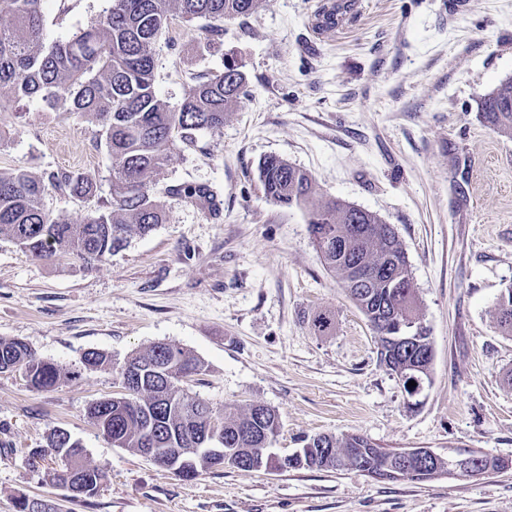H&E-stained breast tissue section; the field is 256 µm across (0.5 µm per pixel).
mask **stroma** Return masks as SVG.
<instances>
[{
    "label": "stroma",
    "mask_w": 512,
    "mask_h": 512,
    "mask_svg": "<svg viewBox=\"0 0 512 512\" xmlns=\"http://www.w3.org/2000/svg\"><path fill=\"white\" fill-rule=\"evenodd\" d=\"M262 0L222 21L205 48L207 20H172L155 45V87L177 105L201 74L235 60L246 76L240 105L220 132L177 145L150 193L165 209L152 232L82 269L66 253L26 257L0 236V338L80 371L50 391L0 373V512L20 498L58 512H512V469L430 481L379 479L353 469L241 470L183 480L118 447L90 421L91 403L116 393L115 366L158 342L205 366L184 387L214 409H274L272 445L285 455L317 434L359 435L389 451H473L512 461V336L494 307L512 289V139L480 116L512 79V0ZM109 0H42L47 41L100 19ZM277 156L308 173V205L264 194L259 167ZM44 178L92 175L95 195L48 191L52 215L78 223L112 195V160L84 119L38 101L0 105V171ZM205 187L215 207L167 196ZM339 199L395 226L408 257L434 357L418 405L380 363L378 337L330 272L309 213ZM333 315L320 335L310 320ZM112 366L83 369L86 352ZM104 468L99 491L72 502L56 484L55 429Z\"/></svg>",
    "instance_id": "1"
}]
</instances>
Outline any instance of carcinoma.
<instances>
[{"mask_svg":"<svg viewBox=\"0 0 512 512\" xmlns=\"http://www.w3.org/2000/svg\"><path fill=\"white\" fill-rule=\"evenodd\" d=\"M260 0H110V7L95 24L67 41H45L41 0H0V102L36 98L48 112L76 114L99 128L112 157V199L79 223L54 217L43 207L52 188L86 196L93 190L92 177L60 170L39 179L24 169L0 172V235L12 238L22 253L49 259L62 251L82 268L101 262L121 248L128 234L151 232L163 223V206L150 194V183L159 174L171 150L190 144L200 130L217 132L224 113L239 103L245 75L237 66L194 81L182 102L171 107L154 88V46L169 20L221 21L251 15ZM482 118L494 132L512 139V80L503 82L482 105ZM260 181L268 198L284 206H303L313 193L312 178L285 160L271 156L260 166ZM166 194L205 202L214 207V195L204 187L170 186ZM309 229L329 271L372 327L396 312L417 321L416 298L406 253L395 231L377 215L337 199H330L309 214ZM369 229L361 238L351 235L352 225ZM363 263L377 270L365 282L352 277L351 268ZM496 321L512 335V291L499 299ZM431 345L425 331L409 347L380 339V361L410 369L414 380L427 378L429 361L422 357ZM83 366L92 369L112 364L100 351L86 353ZM140 372L132 394L105 397L93 402L88 415L112 443L137 455L147 448H165L189 461L180 475L192 480L214 468L200 449L209 435L208 419L220 415L224 422V447L254 449L243 453L241 469H252L255 449L265 448L280 429L278 414L256 404L243 413L232 407L217 413L202 398L185 391L181 376L198 375L204 364L184 348L158 342L131 355L117 369ZM24 372L35 390L55 388L61 380L77 378L57 363L36 357L25 343L0 339V372ZM356 435L341 438L324 435L318 451L319 468L342 470L349 452L360 450L350 463L359 471H373L385 461L397 462L399 452L365 446ZM48 447L66 449L70 465L80 469L86 496H93L105 478L100 467L82 461L78 442L67 431L54 430Z\"/></svg>","mask_w":512,"mask_h":512,"instance_id":"cac0c4a2","label":"carcinoma"}]
</instances>
